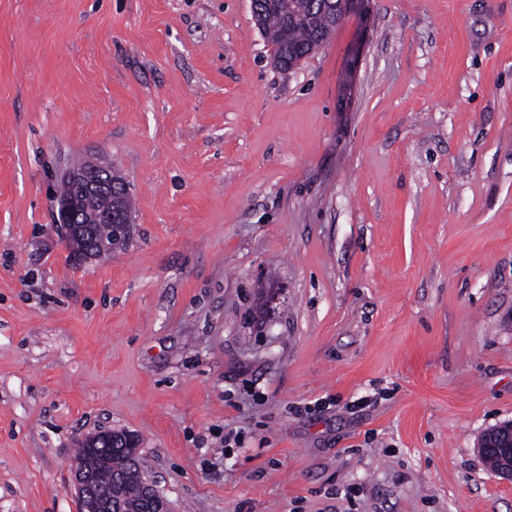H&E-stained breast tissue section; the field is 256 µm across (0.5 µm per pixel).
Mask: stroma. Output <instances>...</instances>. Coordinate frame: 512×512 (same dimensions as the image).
<instances>
[{
	"label": "stroma",
	"instance_id": "1",
	"mask_svg": "<svg viewBox=\"0 0 512 512\" xmlns=\"http://www.w3.org/2000/svg\"><path fill=\"white\" fill-rule=\"evenodd\" d=\"M89 158L133 227L79 262ZM509 421L512 0H364L286 75L250 0H0V512H79L102 430L172 512H512ZM109 164L85 162L78 164L74 169L69 170L65 175V182L61 187L59 196L56 197L57 224L62 225L66 231V238L69 243L78 250V257L81 261L95 258V254L105 247L112 251V240L103 244L100 240L109 241L112 238H122L128 232L126 224L131 228L132 199L130 193L124 198L126 219H116V213L120 212V202L127 190L126 184L118 180L113 174L119 175L117 171H96L82 170L96 168L99 170L109 169ZM120 176V175H119ZM122 179V177L120 176ZM123 180V179H122ZM69 189V192L66 193ZM66 193V194H64ZM64 194V195H62ZM91 195H100V198H87ZM101 209H90L100 208ZM90 208H89V207ZM98 240L93 233V226ZM80 247L78 248V245ZM110 255V252H99L98 259ZM479 451L483 455L496 452L502 461L499 473L512 480V422L488 430L481 439Z\"/></svg>",
	"mask_w": 512,
	"mask_h": 512
}]
</instances>
